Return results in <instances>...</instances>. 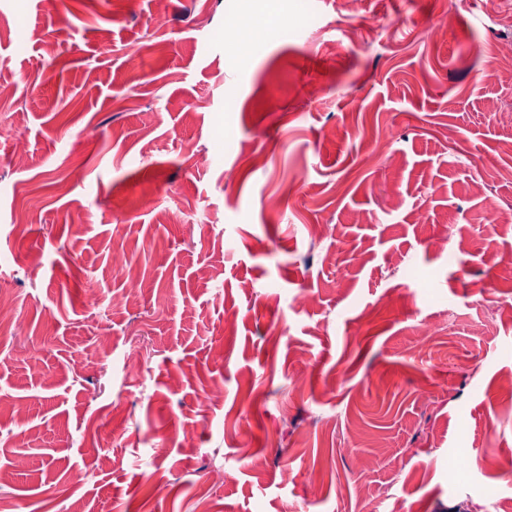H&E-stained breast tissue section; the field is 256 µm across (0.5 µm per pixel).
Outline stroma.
Wrapping results in <instances>:
<instances>
[{
    "mask_svg": "<svg viewBox=\"0 0 512 512\" xmlns=\"http://www.w3.org/2000/svg\"><path fill=\"white\" fill-rule=\"evenodd\" d=\"M261 15L278 34L235 54ZM0 17V512H201L224 465L210 512L512 500V479L456 466L512 457V309L481 329L490 288L512 293V223L489 221L512 211V77L484 76L512 26L481 0ZM426 321L445 329L422 343Z\"/></svg>",
    "mask_w": 512,
    "mask_h": 512,
    "instance_id": "35a3bbf8",
    "label": "stroma"
}]
</instances>
